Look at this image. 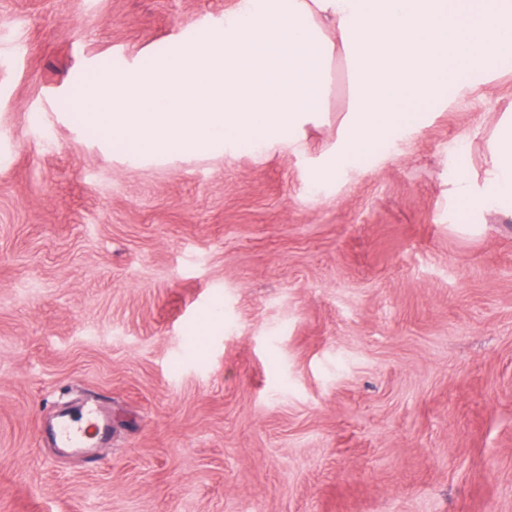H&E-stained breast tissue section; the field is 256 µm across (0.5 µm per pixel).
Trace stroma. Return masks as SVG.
<instances>
[{
    "instance_id": "1",
    "label": "stroma",
    "mask_w": 512,
    "mask_h": 512,
    "mask_svg": "<svg viewBox=\"0 0 512 512\" xmlns=\"http://www.w3.org/2000/svg\"><path fill=\"white\" fill-rule=\"evenodd\" d=\"M235 3L0 0V512H512V220L448 200L512 64L317 194L284 153L138 167L58 121ZM347 101L338 69L309 153ZM90 396L92 463L44 434Z\"/></svg>"
}]
</instances>
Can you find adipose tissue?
<instances>
[{
    "label": "adipose tissue",
    "mask_w": 512,
    "mask_h": 512,
    "mask_svg": "<svg viewBox=\"0 0 512 512\" xmlns=\"http://www.w3.org/2000/svg\"><path fill=\"white\" fill-rule=\"evenodd\" d=\"M512 50V0H238L223 20L167 51L101 72L79 92L99 148L134 164L282 152L312 190L419 130L450 85L495 72ZM348 110L330 147L307 156L335 64ZM482 178L458 168L450 193L471 224L512 217V113L484 141Z\"/></svg>",
    "instance_id": "1"
}]
</instances>
